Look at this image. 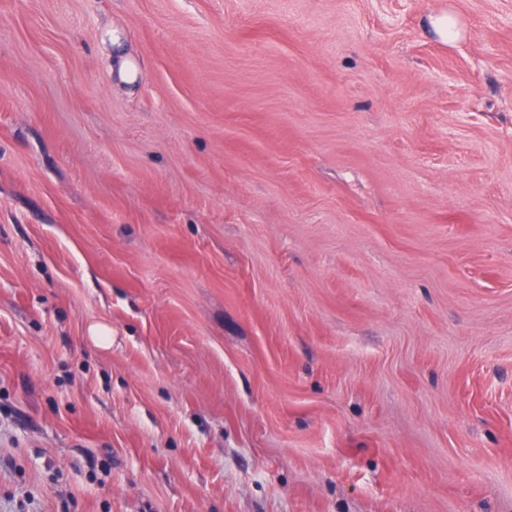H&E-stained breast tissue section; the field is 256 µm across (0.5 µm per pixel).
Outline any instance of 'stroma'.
Instances as JSON below:
<instances>
[{
	"instance_id": "35a3bbf8",
	"label": "stroma",
	"mask_w": 512,
	"mask_h": 512,
	"mask_svg": "<svg viewBox=\"0 0 512 512\" xmlns=\"http://www.w3.org/2000/svg\"><path fill=\"white\" fill-rule=\"evenodd\" d=\"M0 512H512V0H0Z\"/></svg>"
}]
</instances>
